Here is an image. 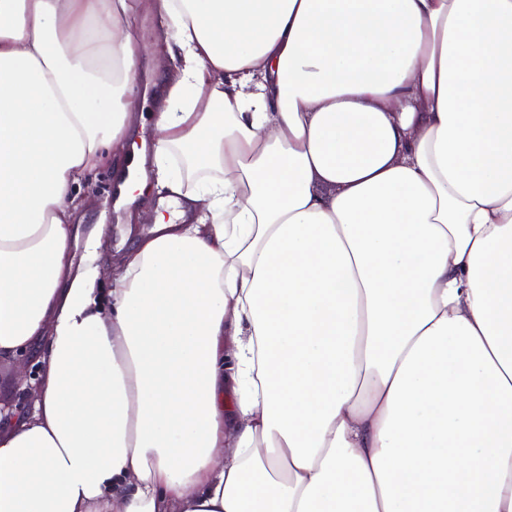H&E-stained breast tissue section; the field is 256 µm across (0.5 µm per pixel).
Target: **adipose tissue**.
<instances>
[{
    "label": "adipose tissue",
    "mask_w": 512,
    "mask_h": 512,
    "mask_svg": "<svg viewBox=\"0 0 512 512\" xmlns=\"http://www.w3.org/2000/svg\"><path fill=\"white\" fill-rule=\"evenodd\" d=\"M0 0V512H512V0ZM156 212L103 287L72 191ZM163 20L149 6V1H142L136 15L135 27L140 41L148 45H156L163 28ZM178 61L172 60L162 47L149 57L146 64L138 71L135 77V112L144 116L145 125L141 133L148 142H152L157 135L152 124L151 113L155 112V103L161 92L158 77L176 71ZM36 380H31L28 384L27 390L19 391L14 381V367L8 363H0V403L2 405H11L6 408L0 409V414L5 410L13 411L14 403L18 402V399H23L27 404L28 408L32 407L34 401V393L36 388Z\"/></svg>",
    "instance_id": "ef3b65f1"
}]
</instances>
